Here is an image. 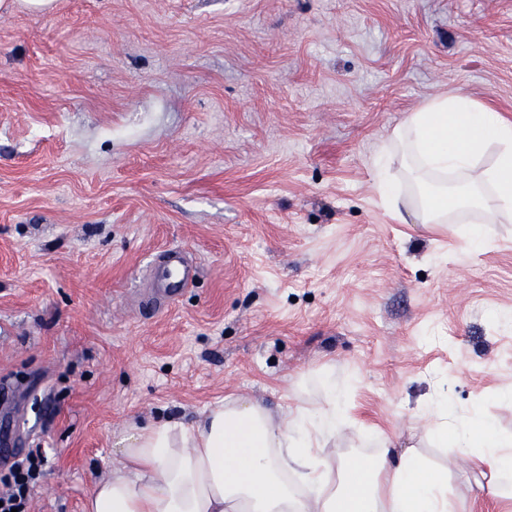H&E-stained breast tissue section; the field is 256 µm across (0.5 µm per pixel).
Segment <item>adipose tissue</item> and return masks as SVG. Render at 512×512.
Listing matches in <instances>:
<instances>
[{"label":"adipose tissue","mask_w":512,"mask_h":512,"mask_svg":"<svg viewBox=\"0 0 512 512\" xmlns=\"http://www.w3.org/2000/svg\"><path fill=\"white\" fill-rule=\"evenodd\" d=\"M491 163H484L486 153ZM389 215L442 229L477 217L512 223V121L456 90L436 96L393 129L374 160ZM328 403H296L287 419L228 395L186 423L134 426L116 442L107 477L86 512H453L447 469L380 436L371 455H327L343 418L342 392L323 376ZM425 438L465 450L468 469L512 512V436L478 417L430 425Z\"/></svg>","instance_id":"adipose-tissue-1"}]
</instances>
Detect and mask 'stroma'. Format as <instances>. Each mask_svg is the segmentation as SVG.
I'll return each mask as SVG.
<instances>
[{
    "mask_svg": "<svg viewBox=\"0 0 512 512\" xmlns=\"http://www.w3.org/2000/svg\"><path fill=\"white\" fill-rule=\"evenodd\" d=\"M457 89L512 120V0H57L0 16V459L28 512H83L132 423L238 393L377 433L479 413L512 433V223L400 224L370 162ZM197 264L163 309L149 268ZM448 496L499 512L457 449ZM46 463L47 456L39 448L31 450L24 457H15L7 473L3 476L1 473V483L8 487V491L0 495V502L3 503L0 506L1 512H11V509L26 512L30 483L37 478Z\"/></svg>",
    "mask_w": 512,
    "mask_h": 512,
    "instance_id": "obj_1",
    "label": "stroma"
}]
</instances>
